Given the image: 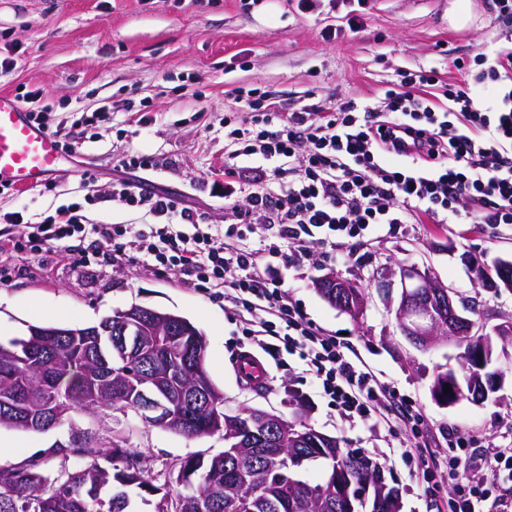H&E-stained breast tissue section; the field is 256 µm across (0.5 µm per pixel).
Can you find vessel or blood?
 <instances>
[{
	"instance_id": "1",
	"label": "vessel or blood",
	"mask_w": 512,
	"mask_h": 512,
	"mask_svg": "<svg viewBox=\"0 0 512 512\" xmlns=\"http://www.w3.org/2000/svg\"><path fill=\"white\" fill-rule=\"evenodd\" d=\"M56 138L31 122L19 100L0 92V186L30 189L61 169Z\"/></svg>"
}]
</instances>
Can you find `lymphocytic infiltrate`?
Returning <instances> with one entry per match:
<instances>
[{"label": "lymphocytic infiltrate", "instance_id": "1", "mask_svg": "<svg viewBox=\"0 0 512 512\" xmlns=\"http://www.w3.org/2000/svg\"><path fill=\"white\" fill-rule=\"evenodd\" d=\"M475 61L467 90L438 94L434 75L408 73L402 89L386 88L371 104L288 106L268 94L247 115L225 116L223 229L197 223L178 198L127 180L113 184L111 197L153 215L148 229L85 223L77 203L36 220L5 214L15 234L0 239V284L15 255L64 251L86 262L83 243L93 239L113 265L135 260L172 271L184 287L219 289L246 312L243 333L257 347L275 359L297 357L342 419L367 421L378 400H397L394 388L305 317L280 272L239 241L245 228L272 225L284 267L297 270L317 244L347 261L385 224L512 227V47ZM448 475L458 482L449 512H483L489 500L512 512V495L488 489L481 469L452 456Z\"/></svg>", "mask_w": 512, "mask_h": 512}]
</instances>
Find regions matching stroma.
Listing matches in <instances>:
<instances>
[{
	"label": "stroma",
	"mask_w": 512,
	"mask_h": 512,
	"mask_svg": "<svg viewBox=\"0 0 512 512\" xmlns=\"http://www.w3.org/2000/svg\"><path fill=\"white\" fill-rule=\"evenodd\" d=\"M453 0H341L335 10L304 13L295 0H0V92L40 97L54 123L71 128L82 113L100 106L108 119L88 128L63 169L47 185L0 195V214L26 215L82 203L90 224H148L144 210L112 201L118 166L128 154L155 157L147 175L154 189L180 197L204 224L224 221V198L213 190L224 179V116L248 110L251 90L276 93L285 103L311 95L324 106L366 101L399 82L405 72L435 70L439 80L466 86V71L483 48L512 46V27L496 20L493 0H471L472 18L452 27ZM337 29L325 40L326 29ZM142 107L146 123L129 122L128 106ZM94 180L77 187L83 172ZM478 259L493 269L512 259V236L491 225L395 224L357 250L347 264L318 252L313 265L284 270V286L307 318L339 337L382 382L414 404L423 418L418 443L441 452L434 476H423L417 457L400 456L403 421L374 418L348 424L322 398L310 375L270 368L265 384H241L236 362L252 346L241 334L232 304L183 287L174 275L129 262L116 268L83 265L65 254L44 263L18 260L12 279L0 285V340L24 336L28 326H77L96 322L131 304L157 308L190 320L206 337V368L234 410L252 407L287 419L304 415L316 430L341 447L373 456L395 479L401 512H448L454 489L448 478L447 427L466 437L468 465L481 467L489 485L500 486L505 471L488 465V443L512 444V345L498 344L497 365L506 374L499 390L482 402H437L434 377L457 368L463 347L443 343L416 348L401 335L395 307L371 277L386 266L417 265L474 302L487 326L512 321V294L494 293L472 279L465 264ZM327 274L367 283V307L360 318L336 309L315 282ZM109 438L112 419L76 413L70 425L43 433L0 428V459L8 470L36 461L54 475L57 459L47 454L71 430ZM127 445L148 457L152 475L183 493L178 465L186 457L218 454L221 435L188 438L146 426L135 412L122 419Z\"/></svg>",
	"instance_id": "35a3bbf8"
}]
</instances>
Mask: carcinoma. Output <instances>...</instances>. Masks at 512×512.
<instances>
[{
  "label": "carcinoma",
  "instance_id": "obj_1",
  "mask_svg": "<svg viewBox=\"0 0 512 512\" xmlns=\"http://www.w3.org/2000/svg\"><path fill=\"white\" fill-rule=\"evenodd\" d=\"M120 318V311L84 327L29 326L27 335L0 342V402H12L15 413L0 414V428L26 430L22 414L51 411L43 389L63 396V411L97 413L139 412L140 375L150 370L159 384L177 398L188 384L224 400V393L206 370V339L189 321L180 323L182 339L164 352L155 351L157 331L141 334L149 367L126 364L115 351L95 352V337L85 332ZM215 427L211 410L185 409L180 434L208 436ZM307 462H322V478L310 483L282 465L289 454ZM49 455L62 462L78 458L79 469L66 467L50 479L36 463L0 475V512H131L130 491L156 498L158 512L169 489L150 477L146 455L134 448L104 446L91 435L59 443ZM198 486L177 496L178 512H199L197 498L206 496V512H398L392 498L398 489L388 483L374 458L340 446L309 425L288 423V435L277 448L250 442H224V452L208 459L191 457L181 465Z\"/></svg>",
  "mask_w": 512,
  "mask_h": 512
}]
</instances>
